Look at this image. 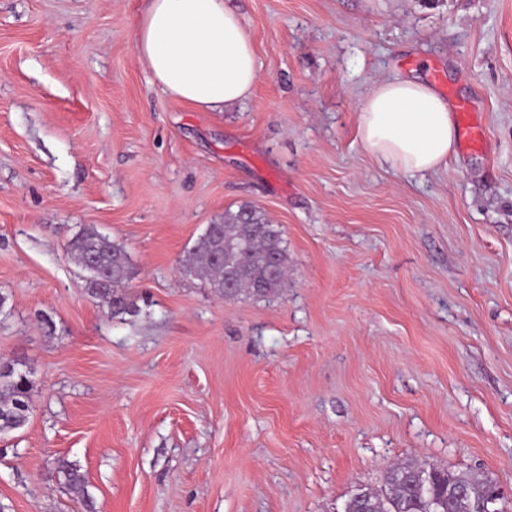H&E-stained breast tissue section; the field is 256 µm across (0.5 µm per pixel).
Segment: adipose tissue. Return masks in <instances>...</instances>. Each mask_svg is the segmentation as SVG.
<instances>
[{
  "instance_id": "obj_1",
  "label": "adipose tissue",
  "mask_w": 512,
  "mask_h": 512,
  "mask_svg": "<svg viewBox=\"0 0 512 512\" xmlns=\"http://www.w3.org/2000/svg\"><path fill=\"white\" fill-rule=\"evenodd\" d=\"M133 44L162 92L201 111L248 98L259 79L252 38L224 0H146ZM357 132L365 152L408 175L447 166L459 139L447 100L417 77L375 82Z\"/></svg>"
}]
</instances>
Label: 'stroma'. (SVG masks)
<instances>
[{"label": "stroma", "mask_w": 512, "mask_h": 512, "mask_svg": "<svg viewBox=\"0 0 512 512\" xmlns=\"http://www.w3.org/2000/svg\"><path fill=\"white\" fill-rule=\"evenodd\" d=\"M227 3L260 78L203 112L137 57L145 0H0V357L33 407L0 505L81 512L60 457L95 512H342L406 461L512 489V0ZM396 73L441 74L485 147L413 177L370 157L358 102ZM242 205L283 230L278 296L180 271ZM84 225L127 253L136 315L89 295ZM51 478L63 488L77 495L83 509L86 512H93L94 501L87 490V481L80 467L68 459H57L53 467Z\"/></svg>", "instance_id": "1"}]
</instances>
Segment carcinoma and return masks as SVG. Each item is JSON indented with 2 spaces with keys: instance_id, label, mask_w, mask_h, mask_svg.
Wrapping results in <instances>:
<instances>
[{
  "instance_id": "obj_1",
  "label": "carcinoma",
  "mask_w": 512,
  "mask_h": 512,
  "mask_svg": "<svg viewBox=\"0 0 512 512\" xmlns=\"http://www.w3.org/2000/svg\"><path fill=\"white\" fill-rule=\"evenodd\" d=\"M237 224L254 225L253 236L245 240L224 235L225 229ZM217 242L223 247L222 262L212 260ZM68 250L87 273L88 293L106 304L111 316L138 312L135 300L120 291L132 277L122 246L95 227L83 226L69 239ZM271 255L282 262L273 276L268 265ZM92 256L97 261L93 270L87 267V260ZM286 263L288 259L280 227L265 222L254 211L227 209L222 223L208 225L206 232L198 237L181 270L186 276L200 278L204 286L217 295L224 288V276L233 274L237 288L231 297L247 293L263 298L284 287ZM114 296L121 302L116 310L109 304ZM31 386L30 371L21 369V363L0 360V432L20 429L29 422ZM51 478L76 494L85 512H94L86 477L76 463L65 458L56 460ZM487 480L488 477L477 472L454 474L430 465L392 464L384 472V489L355 488L346 500L343 512H480Z\"/></svg>"
}]
</instances>
